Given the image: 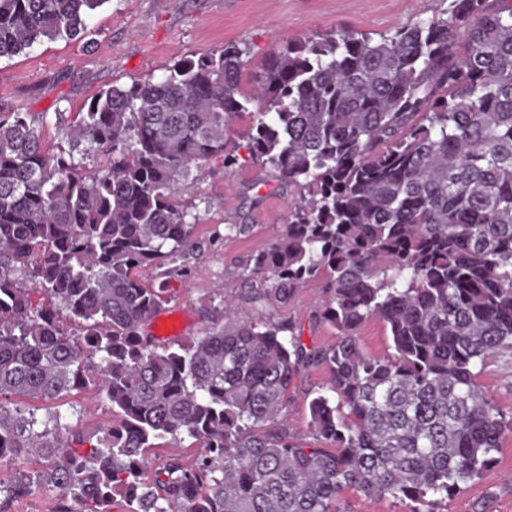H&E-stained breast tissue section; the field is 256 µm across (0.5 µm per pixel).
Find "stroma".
Masks as SVG:
<instances>
[{"label":"stroma","mask_w":512,"mask_h":512,"mask_svg":"<svg viewBox=\"0 0 512 512\" xmlns=\"http://www.w3.org/2000/svg\"><path fill=\"white\" fill-rule=\"evenodd\" d=\"M448 0H106L81 36L46 40L25 53L0 59V105L25 113L45 148L61 146V126L71 123L101 89L126 86L185 58H198L227 43L247 45L244 89L256 84L263 57L288 41L325 35L338 29L377 35L394 27L439 15ZM252 114L236 117L228 148L237 164L222 159L192 170L179 202L196 215L194 249L188 275L173 277L162 313L173 314L180 334L161 339L176 345L202 336L222 323L225 299L235 301L242 318L264 314L291 319L310 348L326 347L336 333L322 320L325 294L314 282L293 300L250 303L245 287L251 255L269 247L288 222L289 203L297 188L278 182L249 153L247 131ZM247 224L239 236L228 225ZM325 365L309 364L288 392L282 426L294 441L309 445L308 403L325 386ZM477 380L504 412H512V353L487 358ZM38 416L60 412L85 435L112 423L107 400L92 388L72 391L57 401L26 400ZM439 512H512V433L506 435L496 461L479 480L442 499Z\"/></svg>","instance_id":"obj_1"}]
</instances>
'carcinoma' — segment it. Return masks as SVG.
Segmentation results:
<instances>
[{"mask_svg": "<svg viewBox=\"0 0 512 512\" xmlns=\"http://www.w3.org/2000/svg\"><path fill=\"white\" fill-rule=\"evenodd\" d=\"M106 2L0 0V58L79 36ZM246 54L228 43L103 90L55 152L0 106V463L16 467L0 512L40 492L80 512H109L117 496L131 512H346L348 487L424 504L495 462L512 424L474 369L512 349V4L448 0L446 17L377 39L338 29L288 41L248 94ZM250 105V154L307 195L250 260L264 287L248 300L286 304L321 280L336 342L309 350L291 321L230 311L160 348L144 327L196 224L180 187L213 158L236 164L227 132ZM91 154L103 161L88 172ZM145 266L157 287L137 277ZM34 289L53 306L32 307ZM373 319L389 330L386 356L358 343ZM312 361L333 393L309 401L321 447L258 432ZM83 384L116 417L95 439L60 413L4 402ZM183 436L201 442L192 463L147 456ZM33 454L43 471L24 469Z\"/></svg>", "mask_w": 512, "mask_h": 512, "instance_id": "1", "label": "carcinoma"}]
</instances>
